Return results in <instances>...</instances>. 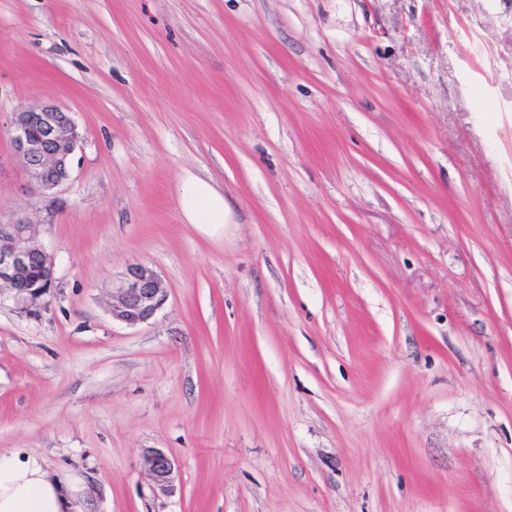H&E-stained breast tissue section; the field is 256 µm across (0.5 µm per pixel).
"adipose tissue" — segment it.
<instances>
[{
    "label": "adipose tissue",
    "mask_w": 512,
    "mask_h": 512,
    "mask_svg": "<svg viewBox=\"0 0 512 512\" xmlns=\"http://www.w3.org/2000/svg\"><path fill=\"white\" fill-rule=\"evenodd\" d=\"M184 222L207 230L225 222L222 191L185 172L176 194ZM89 487L72 473L52 472L34 452L0 449V512H86Z\"/></svg>",
    "instance_id": "adipose-tissue-1"
}]
</instances>
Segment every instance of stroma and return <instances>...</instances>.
<instances>
[{
    "label": "stroma",
    "instance_id": "stroma-1",
    "mask_svg": "<svg viewBox=\"0 0 512 512\" xmlns=\"http://www.w3.org/2000/svg\"><path fill=\"white\" fill-rule=\"evenodd\" d=\"M47 102L80 139L43 195L10 121ZM19 211L58 286L0 304V448L90 512H512V0H0ZM135 263L168 300L131 328ZM176 203L184 222L202 231L225 224L224 194L193 172L184 173ZM112 320L135 327L148 322L165 305L167 290L157 273L145 264L130 265L120 285L108 289ZM146 460L154 490L162 495L173 493L177 474L176 461L160 448L148 450Z\"/></svg>",
    "mask_w": 512,
    "mask_h": 512
}]
</instances>
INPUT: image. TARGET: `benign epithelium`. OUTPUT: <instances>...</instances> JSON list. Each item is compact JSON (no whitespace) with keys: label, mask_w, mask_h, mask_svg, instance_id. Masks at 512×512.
<instances>
[{"label":"benign epithelium","mask_w":512,"mask_h":512,"mask_svg":"<svg viewBox=\"0 0 512 512\" xmlns=\"http://www.w3.org/2000/svg\"><path fill=\"white\" fill-rule=\"evenodd\" d=\"M11 133L15 156L33 190L47 194L69 180L79 142L70 113L51 103L22 107L14 113ZM54 288V261L38 241V224L26 215L0 224V301L9 299L21 312L37 316ZM166 301L157 273L133 264L120 285L108 289L107 307L112 319L135 327L152 319ZM146 460L154 490L173 493L176 461L160 448L148 450Z\"/></svg>","instance_id":"obj_1"}]
</instances>
